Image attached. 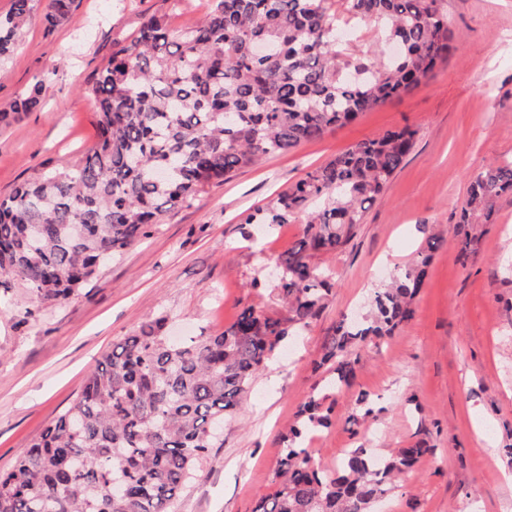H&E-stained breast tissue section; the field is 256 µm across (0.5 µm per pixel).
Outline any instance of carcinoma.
<instances>
[{
    "mask_svg": "<svg viewBox=\"0 0 512 512\" xmlns=\"http://www.w3.org/2000/svg\"><path fill=\"white\" fill-rule=\"evenodd\" d=\"M75 8V0H46L48 27ZM31 9L32 0H12L0 17V57ZM352 25L401 41L403 55L387 59L347 40ZM450 40L442 0H212L202 20L180 30L149 17L86 89L97 107L95 146L0 196V276L43 301L68 299L206 187L411 92L448 56ZM43 89L40 80L0 123L36 109ZM415 136L404 127L358 141L248 214L246 224H304L275 259L288 316L251 306L220 333L175 340L161 314L112 343L73 404L0 472V512H171L278 346L326 309L333 284L315 258L347 245ZM507 193L512 159L471 177L456 229L461 254L474 225L494 223ZM437 243L428 235L407 266L372 289L368 316L336 321L316 362L327 373L323 390L283 433L276 489L253 512H373L396 476L432 454L422 440L389 457L354 448L328 476L305 442L335 422L333 394L354 385L352 350L413 318Z\"/></svg>",
    "mask_w": 512,
    "mask_h": 512,
    "instance_id": "obj_1",
    "label": "carcinoma"
}]
</instances>
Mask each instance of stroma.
Returning <instances> with one entry per match:
<instances>
[{"label": "stroma", "mask_w": 512, "mask_h": 512, "mask_svg": "<svg viewBox=\"0 0 512 512\" xmlns=\"http://www.w3.org/2000/svg\"><path fill=\"white\" fill-rule=\"evenodd\" d=\"M210 0H79L47 30L35 0L25 33L0 61V111L36 81L41 104L0 127V196L63 163H78L98 138L86 89L112 54L151 15L172 28L197 23ZM452 32L447 60L410 93L355 124L266 157L207 187L166 214L146 238L102 266L84 288L49 303L5 280L0 285V471L64 412L114 340L159 314L169 333L220 332L246 307L286 317L270 272L301 237L293 222L245 223L311 168L350 145L408 126L416 143L351 241L320 255L335 288L321 318L268 362L235 416L224 445L210 449L172 512H252L272 493L281 432L323 386L314 368L341 314L363 310L371 288L423 247L433 251L414 317L379 344L357 349L354 386L336 395L338 419L310 444L333 470L359 446L390 453L423 439L435 453L400 479L378 512H512L511 470L499 449L512 443V195L481 224L468 253L455 226L470 178L512 157V0H444ZM261 288H252L253 280ZM376 401L361 427L346 424L361 394Z\"/></svg>", "instance_id": "stroma-1"}]
</instances>
